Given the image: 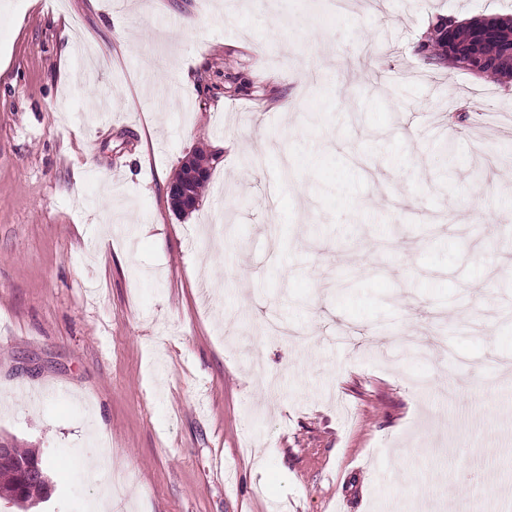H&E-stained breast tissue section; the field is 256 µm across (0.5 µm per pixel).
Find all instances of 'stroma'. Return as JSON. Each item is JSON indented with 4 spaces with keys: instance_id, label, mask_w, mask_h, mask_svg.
<instances>
[{
    "instance_id": "stroma-1",
    "label": "stroma",
    "mask_w": 512,
    "mask_h": 512,
    "mask_svg": "<svg viewBox=\"0 0 512 512\" xmlns=\"http://www.w3.org/2000/svg\"><path fill=\"white\" fill-rule=\"evenodd\" d=\"M344 2L0 0V439L67 465L36 512H512V232L469 220L512 215V87L417 52L512 0ZM193 157L200 168L193 166L187 158L182 161L178 171L167 185L170 207L178 214L189 213L198 207L199 199L208 180L209 174L204 180L199 181L206 175L203 169L210 170L212 158L202 151L194 153Z\"/></svg>"
}]
</instances>
